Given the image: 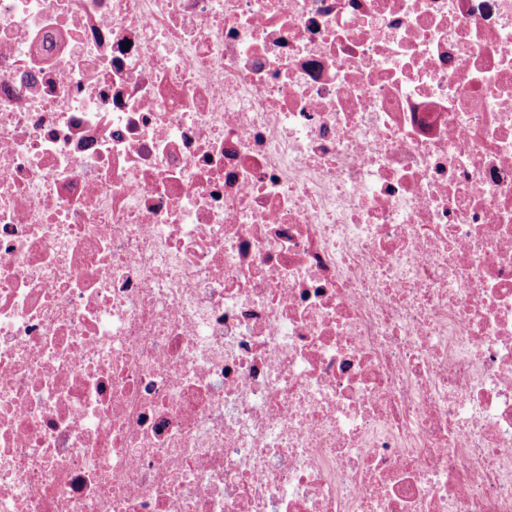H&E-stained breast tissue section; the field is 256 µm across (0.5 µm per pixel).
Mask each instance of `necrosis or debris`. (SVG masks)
I'll return each instance as SVG.
<instances>
[{
  "label": "necrosis or debris",
  "instance_id": "necrosis-or-debris-1",
  "mask_svg": "<svg viewBox=\"0 0 512 512\" xmlns=\"http://www.w3.org/2000/svg\"><path fill=\"white\" fill-rule=\"evenodd\" d=\"M0 512H512V0H0Z\"/></svg>",
  "mask_w": 512,
  "mask_h": 512
}]
</instances>
